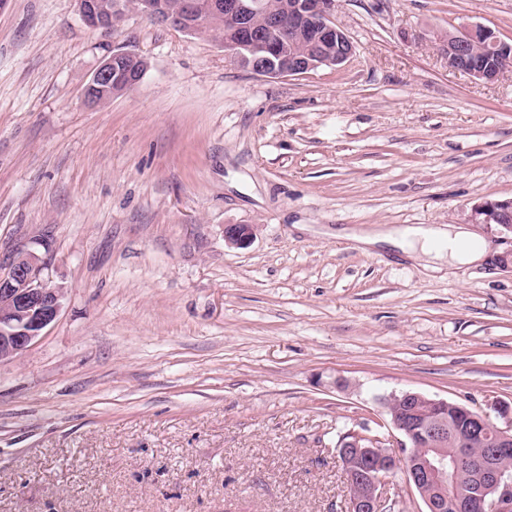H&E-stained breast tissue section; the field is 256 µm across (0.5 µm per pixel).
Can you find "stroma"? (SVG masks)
<instances>
[{"label":"stroma","mask_w":512,"mask_h":512,"mask_svg":"<svg viewBox=\"0 0 512 512\" xmlns=\"http://www.w3.org/2000/svg\"><path fill=\"white\" fill-rule=\"evenodd\" d=\"M335 21L344 66L272 79L136 10L106 33L76 0L0 9V263L34 250L68 287L0 362V512H347L337 443L390 430L391 396L512 425V272L333 234L499 243L471 213L512 198V70L452 71L444 37L512 42V0H336ZM118 49L145 74L88 104ZM360 244L363 251L379 244L397 249L407 258L425 260V267L440 271L445 264H475L483 259L489 244L475 239L462 226H412L402 230L336 233ZM432 265V266H431Z\"/></svg>","instance_id":"obj_1"}]
</instances>
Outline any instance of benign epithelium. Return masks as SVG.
I'll use <instances>...</instances> for the list:
<instances>
[{"label": "benign epithelium", "instance_id": "obj_1", "mask_svg": "<svg viewBox=\"0 0 512 512\" xmlns=\"http://www.w3.org/2000/svg\"><path fill=\"white\" fill-rule=\"evenodd\" d=\"M83 21L91 28L112 30L124 11L123 0H77ZM136 8L147 17L169 24L183 32L196 34L210 26L212 15L224 16L232 27L235 40L224 42L225 50L251 70L279 78L305 74L321 66L341 67L354 54L353 42L333 20L336 0H288V17L266 11L264 0H181L180 12L170 14L165 0H136ZM288 38V56L281 47L283 31ZM481 46L490 54H511L512 44L501 40L483 27L448 32V68L474 79L491 82L503 70L489 68L481 61L470 60L471 47ZM315 46L312 53L303 45ZM135 55L114 51L94 72L85 90L89 103L95 96L122 77L131 83L139 77L125 69ZM472 221L495 227L506 240L512 241V199L487 201L472 210ZM253 236L247 224L224 226V242L243 247ZM46 263L32 250L12 256L0 266V361L25 351L56 320L66 297L67 287L44 275ZM464 417L465 435L460 447L446 448L448 410ZM390 423L402 439L398 447L407 450L397 456L386 440L351 433V439L338 442L349 493V512H392L398 498L384 495L388 478L397 470L406 472L407 491L419 497L426 512H445L457 507L448 484L463 471H469V485L481 512H512V467L504 460L512 455V425L500 428L488 414L470 410L446 399L406 391L392 396L386 403ZM487 444L482 456L470 455L468 445L474 440Z\"/></svg>", "mask_w": 512, "mask_h": 512}]
</instances>
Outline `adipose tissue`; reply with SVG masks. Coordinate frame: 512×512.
<instances>
[{"label":"adipose tissue","instance_id":"adipose-tissue-1","mask_svg":"<svg viewBox=\"0 0 512 512\" xmlns=\"http://www.w3.org/2000/svg\"><path fill=\"white\" fill-rule=\"evenodd\" d=\"M353 239L365 250L389 245L409 259L427 261L436 270L445 264L477 263L489 250L487 242L475 239L464 227L452 225L362 231Z\"/></svg>","mask_w":512,"mask_h":512}]
</instances>
